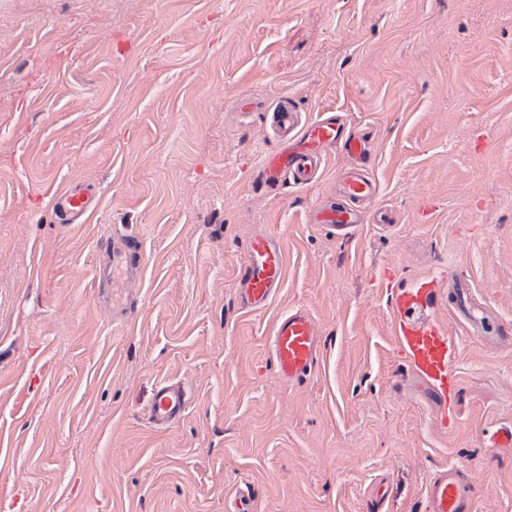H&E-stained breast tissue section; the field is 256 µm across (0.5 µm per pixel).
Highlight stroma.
<instances>
[{
    "mask_svg": "<svg viewBox=\"0 0 512 512\" xmlns=\"http://www.w3.org/2000/svg\"><path fill=\"white\" fill-rule=\"evenodd\" d=\"M342 113L372 142V209L340 236L351 159L271 190L266 113ZM93 186L96 212L54 201ZM266 229L287 275L245 311L243 249ZM134 234L143 275L100 287L102 242ZM447 270L512 327V0H0V512H426L467 469L475 512H512V338L459 336L458 426L398 357L378 272ZM308 310L303 383L271 358L274 322ZM181 382L173 428L146 420ZM97 206V192L93 187L73 186L58 197L55 211L60 223L70 224L75 218L92 213ZM187 403L183 385L173 381L161 382L157 385L153 400L146 411V419L156 428H170L180 420Z\"/></svg>",
    "mask_w": 512,
    "mask_h": 512,
    "instance_id": "1",
    "label": "stroma"
}]
</instances>
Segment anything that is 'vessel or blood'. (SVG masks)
Listing matches in <instances>:
<instances>
[{
  "label": "vessel or blood",
  "instance_id": "b4317fda",
  "mask_svg": "<svg viewBox=\"0 0 512 512\" xmlns=\"http://www.w3.org/2000/svg\"><path fill=\"white\" fill-rule=\"evenodd\" d=\"M270 129L279 141L276 150L266 153L260 163L258 177L269 188L289 181L303 185L316 179L324 159L335 148L352 158L353 163L339 180L337 188L346 203L342 206H320L312 210L309 221L332 231L351 232L367 220L363 203L378 194L374 178L361 162L373 148L362 137L352 133L342 115L323 112L310 122L303 121L288 99H279L269 114ZM98 206L97 192L90 186H73L57 199L55 211L60 223L92 213ZM140 241L131 235L113 234L108 248L113 268L139 278L141 267L137 258ZM285 275L284 255L279 239L260 230L248 240L242 258V273L237 284L243 308L259 311L268 306ZM380 279L389 299L393 316L392 335L398 355L410 376L421 381L433 393L438 404L434 422L441 429L453 428L457 422L456 402L460 379L454 367L458 338L443 328L433 314L440 283H448L463 291L464 283L439 271L410 286L397 282L396 272L387 268ZM454 317L468 324L474 332L495 340L504 335L502 324L491 321L483 308L473 309L457 304ZM271 347L280 378L288 383L306 379L319 354V336L315 323L303 308L281 316L273 325ZM187 394L180 383L164 381L157 385L146 411L148 423L159 429L175 425L187 408ZM426 512H474L476 487L470 475L451 467L435 476L424 489Z\"/></svg>",
  "mask_w": 512,
  "mask_h": 512
}]
</instances>
